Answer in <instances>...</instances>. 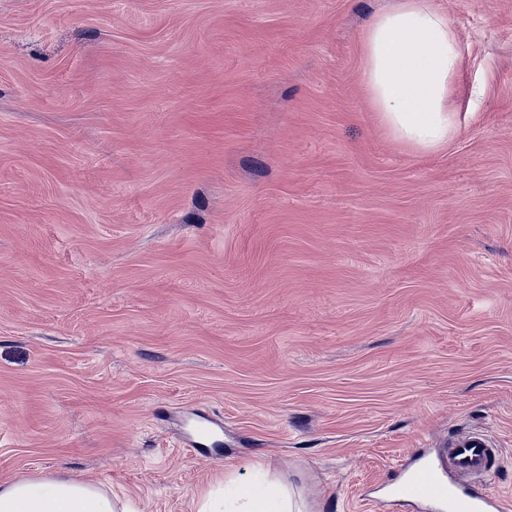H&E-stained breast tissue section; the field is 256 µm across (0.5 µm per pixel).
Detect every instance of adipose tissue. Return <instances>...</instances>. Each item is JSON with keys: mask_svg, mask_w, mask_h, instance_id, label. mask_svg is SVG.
<instances>
[{"mask_svg": "<svg viewBox=\"0 0 512 512\" xmlns=\"http://www.w3.org/2000/svg\"><path fill=\"white\" fill-rule=\"evenodd\" d=\"M361 79L380 126L397 143L434 153L460 129L453 100L462 55L432 0H394L361 37ZM0 512H134L127 496L75 479L0 484ZM223 512H315L271 482L236 490Z\"/></svg>", "mask_w": 512, "mask_h": 512, "instance_id": "ef3b65f1", "label": "adipose tissue"}]
</instances>
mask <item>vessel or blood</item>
I'll use <instances>...</instances> for the list:
<instances>
[{
	"label": "vessel or blood",
	"instance_id": "vessel-or-blood-1",
	"mask_svg": "<svg viewBox=\"0 0 512 512\" xmlns=\"http://www.w3.org/2000/svg\"><path fill=\"white\" fill-rule=\"evenodd\" d=\"M512 463L483 433L451 441L446 456H433L390 489L407 502H437L447 512H512V500L487 491L483 481Z\"/></svg>",
	"mask_w": 512,
	"mask_h": 512
}]
</instances>
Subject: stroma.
Masks as SVG:
<instances>
[{
  "label": "stroma",
  "instance_id": "obj_1",
  "mask_svg": "<svg viewBox=\"0 0 512 512\" xmlns=\"http://www.w3.org/2000/svg\"><path fill=\"white\" fill-rule=\"evenodd\" d=\"M391 0H0V482L317 512L469 432L512 457V0H434L461 129L378 125ZM222 426L220 448L187 444ZM226 512H315L314 507L298 499L279 483L247 486L236 490Z\"/></svg>",
  "mask_w": 512,
  "mask_h": 512
}]
</instances>
